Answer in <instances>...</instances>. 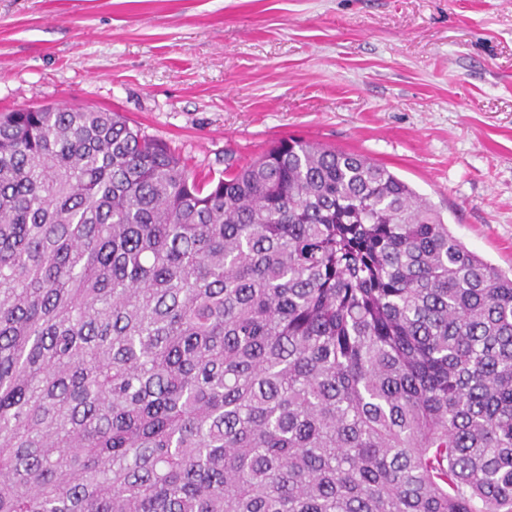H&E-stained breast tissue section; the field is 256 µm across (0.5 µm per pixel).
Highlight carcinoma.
I'll return each mask as SVG.
<instances>
[{
    "instance_id": "cac0c4a2",
    "label": "carcinoma",
    "mask_w": 512,
    "mask_h": 512,
    "mask_svg": "<svg viewBox=\"0 0 512 512\" xmlns=\"http://www.w3.org/2000/svg\"><path fill=\"white\" fill-rule=\"evenodd\" d=\"M0 512H512V276L355 152L1 114Z\"/></svg>"
}]
</instances>
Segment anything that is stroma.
Masks as SVG:
<instances>
[{
    "instance_id": "35a3bbf8",
    "label": "stroma",
    "mask_w": 512,
    "mask_h": 512,
    "mask_svg": "<svg viewBox=\"0 0 512 512\" xmlns=\"http://www.w3.org/2000/svg\"><path fill=\"white\" fill-rule=\"evenodd\" d=\"M108 110L220 174L301 138L386 166L512 271V0H0V112Z\"/></svg>"
}]
</instances>
